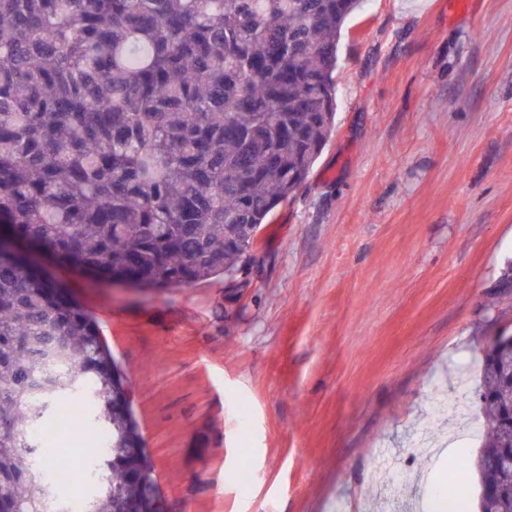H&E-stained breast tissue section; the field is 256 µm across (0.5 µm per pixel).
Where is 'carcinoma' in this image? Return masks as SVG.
<instances>
[{
  "label": "carcinoma",
  "instance_id": "cac0c4a2",
  "mask_svg": "<svg viewBox=\"0 0 512 512\" xmlns=\"http://www.w3.org/2000/svg\"><path fill=\"white\" fill-rule=\"evenodd\" d=\"M362 0H0V512H67L31 430L79 402L108 449L84 512H151L143 440L99 329L15 245L95 280L187 288L248 261L333 131L334 72ZM509 352L483 358L474 462L512 512Z\"/></svg>",
  "mask_w": 512,
  "mask_h": 512
}]
</instances>
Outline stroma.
<instances>
[{
  "mask_svg": "<svg viewBox=\"0 0 512 512\" xmlns=\"http://www.w3.org/2000/svg\"><path fill=\"white\" fill-rule=\"evenodd\" d=\"M336 122L233 283L56 274L128 375L166 512H374L479 454L512 333V0H365Z\"/></svg>",
  "mask_w": 512,
  "mask_h": 512,
  "instance_id": "35a3bbf8",
  "label": "stroma"
}]
</instances>
